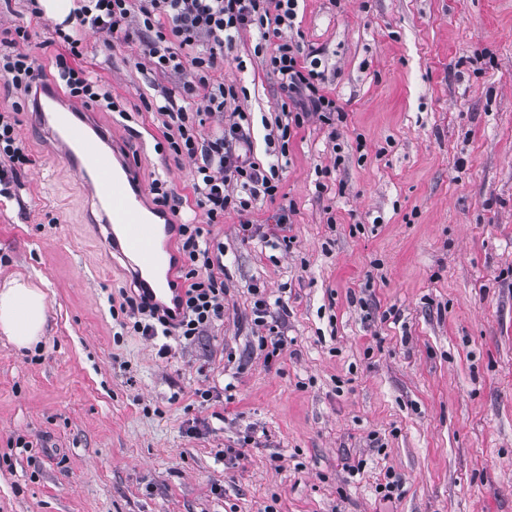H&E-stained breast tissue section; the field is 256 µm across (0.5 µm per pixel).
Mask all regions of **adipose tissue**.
<instances>
[{
  "label": "adipose tissue",
  "mask_w": 512,
  "mask_h": 512,
  "mask_svg": "<svg viewBox=\"0 0 512 512\" xmlns=\"http://www.w3.org/2000/svg\"><path fill=\"white\" fill-rule=\"evenodd\" d=\"M44 291L30 280L18 277L0 285V334L19 348L41 341L46 327Z\"/></svg>",
  "instance_id": "obj_1"
}]
</instances>
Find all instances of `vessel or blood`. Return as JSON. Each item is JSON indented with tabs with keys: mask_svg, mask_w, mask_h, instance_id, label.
<instances>
[{
	"mask_svg": "<svg viewBox=\"0 0 512 512\" xmlns=\"http://www.w3.org/2000/svg\"><path fill=\"white\" fill-rule=\"evenodd\" d=\"M38 112L46 133L90 190L94 208L114 251L127 256L129 273L151 302L171 308L177 289L167 268L177 225L151 222L142 210L140 176L134 165H115L109 137L90 133L92 113L69 109L55 91H45Z\"/></svg>",
	"mask_w": 512,
	"mask_h": 512,
	"instance_id": "obj_1",
	"label": "vessel or blood"
}]
</instances>
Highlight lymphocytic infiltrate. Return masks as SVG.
<instances>
[{"label": "lymphocytic infiltrate", "instance_id": "obj_1", "mask_svg": "<svg viewBox=\"0 0 512 512\" xmlns=\"http://www.w3.org/2000/svg\"><path fill=\"white\" fill-rule=\"evenodd\" d=\"M299 2L79 0L68 19L69 29L56 31L65 51L52 62L54 75H47L22 51V44L31 39L28 28H15L9 38L10 52L0 54V78L21 95L11 110L0 113V187L7 190L17 184L21 171L32 162L18 134L16 114L34 107L38 90L49 81L63 83L69 95L84 104L111 112L117 109L110 93L79 64L84 29L137 45L145 66L178 76L181 97H203L204 117L216 119L215 130L204 138L199 133L202 117L179 106L178 99L166 95L154 104L163 117L164 138L170 151L196 163L192 191L206 222L185 221L180 225L184 282L179 313L150 303L142 292L124 296L120 303V313L142 336L163 335L188 347L223 318L224 272L216 268L214 254L223 251L224 245L213 242L210 227L223 223L226 210L246 212L258 197L275 199L281 189L275 168H264L251 154L245 132L249 115L238 106L233 85L215 76L225 45L251 30L258 31L261 40L272 45L268 62L279 75L290 103L286 122L277 126L280 146H287L293 129L309 117L325 120L339 110L336 100L323 92L326 75L321 60L303 59L298 42L287 36L294 27Z\"/></svg>", "mask_w": 512, "mask_h": 512}]
</instances>
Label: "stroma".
<instances>
[{"label": "stroma", "instance_id": "35a3bbf8", "mask_svg": "<svg viewBox=\"0 0 512 512\" xmlns=\"http://www.w3.org/2000/svg\"><path fill=\"white\" fill-rule=\"evenodd\" d=\"M18 26L51 67V27L0 0V27ZM294 30L344 120L310 117L274 153L286 96L258 32L225 50L216 76L283 194L212 226L224 318L163 358L161 339L120 333L109 303L137 285L84 183L18 113L36 163L0 197V282L34 281L48 317L35 348L0 335V512H512V0H302ZM137 60L84 31L81 64L121 106L97 121L143 188L191 196L194 161L145 108L176 80ZM284 223L288 249L266 246ZM255 285L287 340L272 359Z\"/></svg>", "mask_w": 512, "mask_h": 512}]
</instances>
